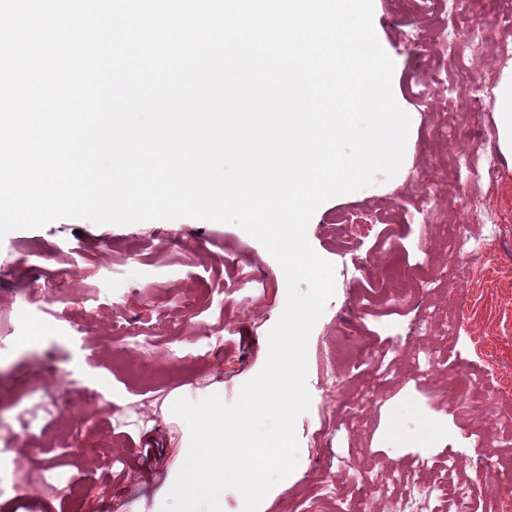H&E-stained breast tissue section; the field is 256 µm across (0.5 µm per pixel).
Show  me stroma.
I'll use <instances>...</instances> for the list:
<instances>
[{
  "label": "stroma",
  "instance_id": "35a3bbf8",
  "mask_svg": "<svg viewBox=\"0 0 512 512\" xmlns=\"http://www.w3.org/2000/svg\"><path fill=\"white\" fill-rule=\"evenodd\" d=\"M489 21L453 0L436 10L373 0L392 89L411 117L404 162L393 179L325 202L308 224L335 290L308 342L311 403L296 422L297 466L259 512H394L417 490L446 512V486L484 472L493 490L472 493L471 512H512V466L489 462L493 451L512 453V153L501 147L495 103L457 106L463 45L435 39ZM460 146L474 162L464 180L449 175ZM440 181L444 191L431 195ZM365 211L380 221L362 231L355 219ZM452 238L464 242L453 256ZM430 261L447 265V280L409 287V268ZM2 267L15 277L0 288V422L51 398L59 408L0 456L78 492L10 490L0 512H161L190 441L171 407L212 394L234 402L260 372L286 304L282 267L237 225L191 218L57 219L1 239ZM59 267L70 270L65 289L44 288ZM251 280L258 287L245 292ZM35 294L40 309L18 322ZM424 318L433 335L418 331ZM335 343L349 357L332 368L322 354ZM426 352L422 378L413 367ZM75 383L104 404L73 400ZM149 440L163 450L160 467L137 464ZM118 459L129 476L107 484L104 468Z\"/></svg>",
  "mask_w": 512,
  "mask_h": 512
}]
</instances>
